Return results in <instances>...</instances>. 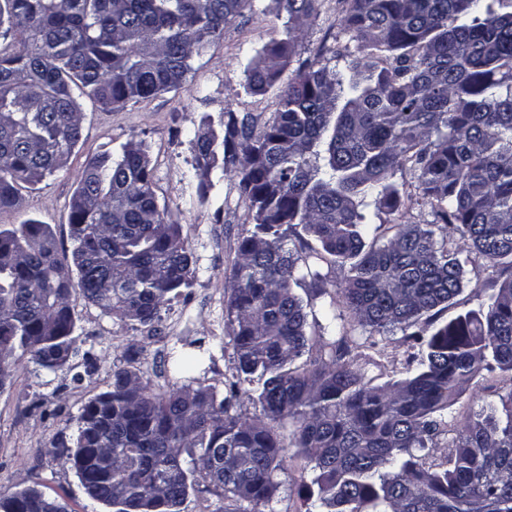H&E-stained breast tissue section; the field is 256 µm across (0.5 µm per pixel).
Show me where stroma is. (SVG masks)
<instances>
[{
    "instance_id": "obj_1",
    "label": "stroma",
    "mask_w": 512,
    "mask_h": 512,
    "mask_svg": "<svg viewBox=\"0 0 512 512\" xmlns=\"http://www.w3.org/2000/svg\"><path fill=\"white\" fill-rule=\"evenodd\" d=\"M273 5V0H253L226 25L223 38L192 59L186 81L177 90L131 100L112 110L79 97L83 136L66 166L39 183H19L16 206L0 210V226L29 220L49 225L59 249L70 251V205L87 160L106 149L120 153L127 141L140 140L153 167L158 203L170 221L180 225L195 260L192 287L175 298L154 325L122 320L76 300V345L97 357L95 371L80 386H73L65 371L42 370L25 358L17 362L10 385L0 390V497L35 487L59 498L67 512H109L85 494L59 449L75 433L83 405L109 389L113 365L126 366L156 392L187 384L221 392L232 381L235 354L224 300L238 244L251 229L252 217L239 195L238 165H228L223 173L203 174L190 139L200 127L221 129L231 115L248 120L258 131L279 112L276 90L250 91L245 77L249 60L282 37L283 21ZM346 8V0H318V13L294 46L281 83L309 65L343 67L348 38L340 20ZM412 196V201L380 213L381 240L393 238L399 225L430 221L431 208L421 192L413 191ZM500 281L499 269L484 260L465 264L462 290L445 319L479 310ZM345 327L349 339L366 347L373 358L366 371L379 384L404 377L419 351L399 331L378 334L350 321ZM185 358L195 360L193 372L179 370L178 363ZM511 392L512 380L481 373L454 405L448 417L449 435L474 419L481 406L499 404L501 396ZM286 453L288 466L277 475L280 488L271 505L245 502L241 512H303L300 490L313 471L296 448L287 447Z\"/></svg>"
}]
</instances>
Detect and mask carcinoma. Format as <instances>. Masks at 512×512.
Returning <instances> with one entry per match:
<instances>
[{
  "mask_svg": "<svg viewBox=\"0 0 512 512\" xmlns=\"http://www.w3.org/2000/svg\"><path fill=\"white\" fill-rule=\"evenodd\" d=\"M251 0H0V210L16 184L62 168L82 138L75 91L105 108L182 86L192 58L224 35ZM284 38L246 66L247 87L276 89L281 109L256 133L229 117L224 134L193 132L205 173L243 155L240 196L253 229L238 245L225 318L237 380L155 393L116 365L109 390L84 406L66 462L88 497L114 512H181L203 485L231 503L269 504L287 456L281 431L313 463L306 512H512V391L502 416L482 411L442 460L425 450L448 433V413L482 370L512 375V10L504 0H346L340 25L356 44L346 72L302 68L278 84L287 50L318 0H275ZM407 171L433 219L378 242L372 219L400 204ZM71 253L46 224L0 228V389L16 362L67 368L79 386L97 358L76 346L74 306L59 316V271L103 312L152 325L192 285L193 254L153 190L147 150L129 141L86 163L70 210ZM320 244L288 247L295 227ZM25 249L30 263L5 261ZM476 256L506 277L479 311L428 334L459 294ZM348 266L351 318L400 330L421 356L406 376L367 379L372 358L336 336V300L320 334L294 288L324 285L322 265ZM82 356L79 363L72 362ZM305 362H300V359ZM261 415L234 412L241 397ZM110 449L111 479L94 449ZM55 497L29 488L5 502L43 512Z\"/></svg>",
  "mask_w": 512,
  "mask_h": 512,
  "instance_id": "cac0c4a2",
  "label": "carcinoma"
}]
</instances>
